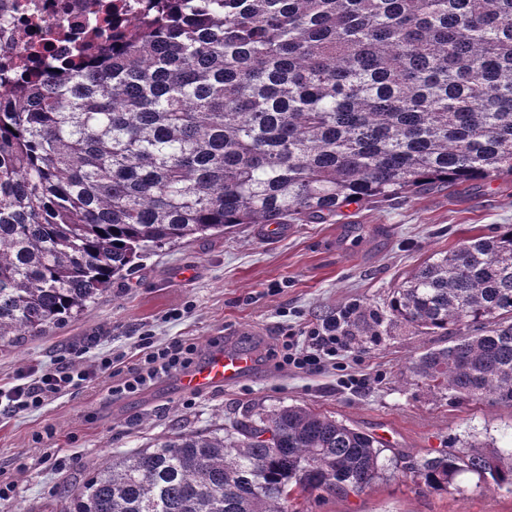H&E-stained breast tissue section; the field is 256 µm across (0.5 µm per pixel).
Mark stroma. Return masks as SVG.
<instances>
[{"instance_id":"obj_1","label":"stroma","mask_w":512,"mask_h":512,"mask_svg":"<svg viewBox=\"0 0 512 512\" xmlns=\"http://www.w3.org/2000/svg\"><path fill=\"white\" fill-rule=\"evenodd\" d=\"M512 225V178L474 187L426 189L379 205H349L323 224H289L270 239L255 224L197 238L147 256L135 272L78 317L21 346H0V388L24 373L103 356L130 367L143 342L194 341L253 351L255 372L205 395L180 391L175 376L116 395L111 379L76 382L38 410L0 411V512H63L61 484L82 486L112 455L152 447L183 430L213 431L244 410L306 405L360 428L399 468L445 448L512 445V411L456 402L411 371L415 357L447 345L437 333L396 328L389 302L428 256ZM378 317L376 335L350 339L348 352L316 372L278 367L269 351L282 328L303 331L350 301ZM356 385H347V378ZM300 512H512V492L487 488L474 473L437 491L384 473L361 494L313 492Z\"/></svg>"}]
</instances>
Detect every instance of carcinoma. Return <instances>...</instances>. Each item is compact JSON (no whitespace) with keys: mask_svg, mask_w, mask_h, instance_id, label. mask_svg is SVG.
Wrapping results in <instances>:
<instances>
[{"mask_svg":"<svg viewBox=\"0 0 512 512\" xmlns=\"http://www.w3.org/2000/svg\"><path fill=\"white\" fill-rule=\"evenodd\" d=\"M87 26L71 54L42 44L0 79L1 346L191 238L512 177V0H147L125 32ZM389 311L452 331L412 361L426 385L512 409L511 226L430 256ZM381 453L292 405L112 456L62 494L68 512H289L364 492ZM462 471L512 492V448L409 468L445 492Z\"/></svg>","mask_w":512,"mask_h":512,"instance_id":"1","label":"carcinoma"}]
</instances>
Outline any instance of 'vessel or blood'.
Returning a JSON list of instances; mask_svg holds the SVG:
<instances>
[{
  "label": "vessel or blood",
  "instance_id": "1",
  "mask_svg": "<svg viewBox=\"0 0 512 512\" xmlns=\"http://www.w3.org/2000/svg\"><path fill=\"white\" fill-rule=\"evenodd\" d=\"M255 368V358L251 350L218 348L190 370L180 374L176 385L179 390L206 394L217 389L235 385L249 377Z\"/></svg>",
  "mask_w": 512,
  "mask_h": 512
}]
</instances>
